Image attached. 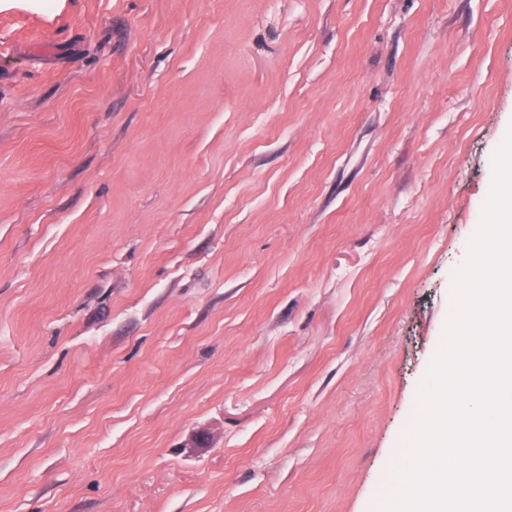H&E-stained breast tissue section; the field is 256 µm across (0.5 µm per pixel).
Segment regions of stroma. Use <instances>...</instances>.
Instances as JSON below:
<instances>
[{
	"label": "stroma",
	"instance_id": "1",
	"mask_svg": "<svg viewBox=\"0 0 512 512\" xmlns=\"http://www.w3.org/2000/svg\"><path fill=\"white\" fill-rule=\"evenodd\" d=\"M511 133L512 0H0V512H379Z\"/></svg>",
	"mask_w": 512,
	"mask_h": 512
}]
</instances>
